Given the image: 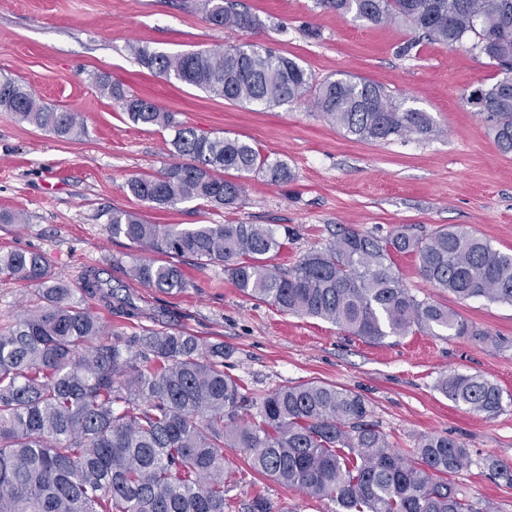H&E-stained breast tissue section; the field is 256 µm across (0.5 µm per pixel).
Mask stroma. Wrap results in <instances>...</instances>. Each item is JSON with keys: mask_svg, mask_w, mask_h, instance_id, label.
I'll list each match as a JSON object with an SVG mask.
<instances>
[{"mask_svg": "<svg viewBox=\"0 0 512 512\" xmlns=\"http://www.w3.org/2000/svg\"><path fill=\"white\" fill-rule=\"evenodd\" d=\"M259 28L209 23L201 0H0V72L24 81L38 99L78 112L85 132L73 139L0 112V255L17 248L45 254L54 276L80 288L86 270H103L112 285L169 327L223 341L224 364L252 398L284 385L322 381L349 388L370 403L371 419L396 448L427 434L448 435L469 449L458 477L481 512H512V487L483 467L493 456L512 464V404L494 417L455 405L437 388L451 371L478 374L512 396V305L457 300L432 288L409 254L394 268L418 297L473 322L475 336L415 330L380 344L330 322L286 315L242 295L223 266L181 267L188 288L163 294L132 279L140 248L112 236L105 213L121 208L153 224H267L281 248L272 265L286 269L325 247L342 228L386 237L425 235L461 225L512 252V154H502L483 118L463 101L496 70L475 52L416 38L405 23H372L317 7L315 0H238ZM257 43L299 59L316 79L348 76L384 85L406 106L428 112L435 137L360 142L329 124L311 103L263 107L232 103L169 83L140 65L132 47L177 53ZM102 75L130 94L175 113L199 130L251 142L285 163L293 180L260 174L243 181L239 208L196 201L152 208L125 190L133 177L174 161L171 131L129 121L120 102L94 83ZM263 492L288 512H335L270 479L238 483L229 502Z\"/></svg>", "mask_w": 512, "mask_h": 512, "instance_id": "35a3bbf8", "label": "stroma"}]
</instances>
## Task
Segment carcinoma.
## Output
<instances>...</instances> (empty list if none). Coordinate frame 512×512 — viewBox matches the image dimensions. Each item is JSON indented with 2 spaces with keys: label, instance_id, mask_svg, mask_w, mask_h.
I'll return each instance as SVG.
<instances>
[{
  "label": "carcinoma",
  "instance_id": "1",
  "mask_svg": "<svg viewBox=\"0 0 512 512\" xmlns=\"http://www.w3.org/2000/svg\"><path fill=\"white\" fill-rule=\"evenodd\" d=\"M338 14L374 23L400 20L450 48L468 46L496 68V81L464 96L484 118L499 150L512 154V0H317ZM206 19L251 30L260 21L236 0H204ZM136 59L169 81L227 101L271 107L312 98L331 124L357 140L430 137L429 113L408 108L365 79L316 81L295 59L244 43L180 53L133 48ZM101 87L123 103L135 125L174 132L180 161L130 179L128 192L153 207L182 202L234 208L243 187L224 178L262 173L272 183L293 178L281 160L248 141L212 135L179 122L118 83ZM0 112L61 138L84 133L78 113L49 106L22 81L0 73ZM114 237L155 255L133 258L129 275L170 294L189 286L170 257L221 264L235 288L288 314L316 317L380 343L413 329L432 335L481 336L456 311L407 288L393 255L417 258L420 275L460 300L512 304V253L464 226L387 238L344 230L329 245L282 270L268 255L282 243L266 224H150L122 209L109 212ZM0 277L35 286V298L0 328V512H226L228 487L249 475L310 496L328 497L336 512H479L454 477L472 463L464 444L425 435L403 453L370 420L363 396L312 381L285 385L260 400L224 371V343L183 331L128 334L74 301L46 256L17 249L0 255ZM125 320L146 312L87 271L79 288ZM440 391L458 406L495 416L503 392L481 375L450 373ZM241 448L247 468L229 467L224 449ZM512 487V465L484 459ZM241 512H288L257 492Z\"/></svg>",
  "mask_w": 512,
  "mask_h": 512
}]
</instances>
